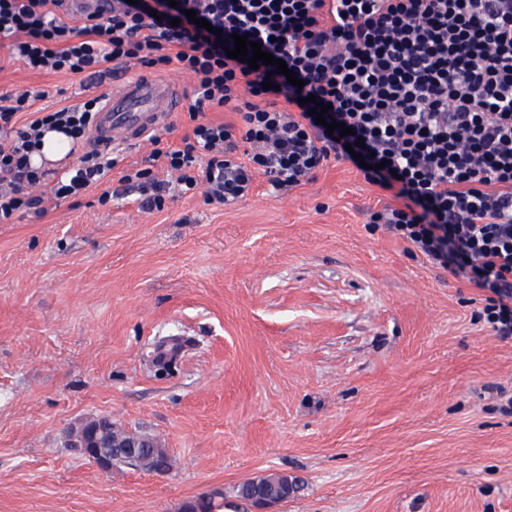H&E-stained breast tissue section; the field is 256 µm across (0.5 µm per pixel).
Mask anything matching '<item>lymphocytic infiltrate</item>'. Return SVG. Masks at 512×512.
Returning <instances> with one entry per match:
<instances>
[{"mask_svg": "<svg viewBox=\"0 0 512 512\" xmlns=\"http://www.w3.org/2000/svg\"><path fill=\"white\" fill-rule=\"evenodd\" d=\"M68 12V0H0V42L37 72L182 70L195 83L191 129L175 147L151 136L148 167L123 170L121 152L91 142L100 96L48 111L32 92L16 94L0 104V222L45 215L35 189L47 172L31 155L50 129L83 147L55 198L84 195L117 170L158 211L172 182L226 206L261 177L276 191L298 187L357 145L364 180L395 198L369 212L366 231L480 288L476 319L512 338V0H112L105 15ZM238 35L287 74L229 58ZM312 94L329 107L325 124L304 102ZM208 110L240 121L205 119ZM329 122L353 132L329 136Z\"/></svg>", "mask_w": 512, "mask_h": 512, "instance_id": "obj_1", "label": "lymphocytic infiltrate"}]
</instances>
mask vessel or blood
<instances>
[{
    "mask_svg": "<svg viewBox=\"0 0 512 512\" xmlns=\"http://www.w3.org/2000/svg\"><path fill=\"white\" fill-rule=\"evenodd\" d=\"M183 106L179 84L149 75L123 81L104 97L92 139L115 149L139 144Z\"/></svg>",
    "mask_w": 512,
    "mask_h": 512,
    "instance_id": "vessel-or-blood-1",
    "label": "vessel or blood"
}]
</instances>
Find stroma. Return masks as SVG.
<instances>
[{"instance_id":"obj_1","label":"stroma","mask_w":512,"mask_h":512,"mask_svg":"<svg viewBox=\"0 0 512 512\" xmlns=\"http://www.w3.org/2000/svg\"><path fill=\"white\" fill-rule=\"evenodd\" d=\"M91 79L27 70L0 43V95L78 102ZM0 223V512H180L283 473L278 512H512V339L476 321L482 290L365 214L394 201L349 162L265 179L230 206L163 211L111 178ZM189 341L155 376L159 339ZM106 414L174 465L101 471L64 432ZM224 508V493L222 491H214L208 495H204L187 502L184 512H221Z\"/></svg>"}]
</instances>
